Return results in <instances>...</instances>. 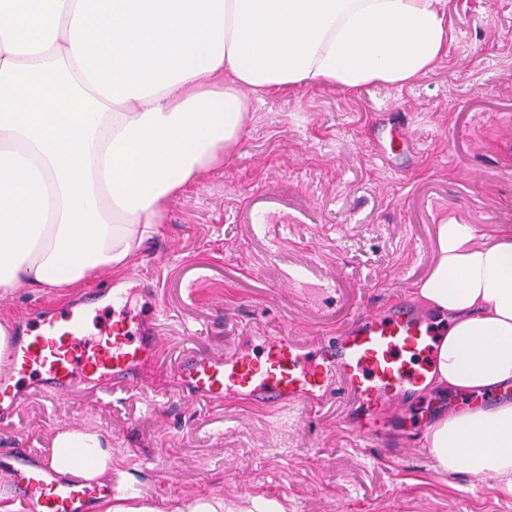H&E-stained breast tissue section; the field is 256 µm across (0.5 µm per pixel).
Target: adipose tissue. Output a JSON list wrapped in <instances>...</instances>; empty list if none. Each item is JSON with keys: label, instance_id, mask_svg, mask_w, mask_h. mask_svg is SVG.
Segmentation results:
<instances>
[{"label": "adipose tissue", "instance_id": "1", "mask_svg": "<svg viewBox=\"0 0 512 512\" xmlns=\"http://www.w3.org/2000/svg\"><path fill=\"white\" fill-rule=\"evenodd\" d=\"M450 38L448 0H0V292L124 266L238 144L248 97L400 87ZM438 243L414 290L451 318L430 381L502 399L441 413L425 445L512 497V231L451 220ZM48 465L116 486L97 512H160L114 482L98 432L58 430Z\"/></svg>", "mask_w": 512, "mask_h": 512}]
</instances>
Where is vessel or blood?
Here are the masks:
<instances>
[{
	"mask_svg": "<svg viewBox=\"0 0 512 512\" xmlns=\"http://www.w3.org/2000/svg\"><path fill=\"white\" fill-rule=\"evenodd\" d=\"M129 284L97 291L85 300H126L118 318L105 320L89 334L85 317L58 310L39 328L15 340L9 364L0 370V420L22 403L27 385L45 394L95 395L107 385L137 380L157 358V324L164 306L150 279L129 275ZM439 331L408 307L357 315L340 343L311 346L277 333L261 337L259 347H239L221 358H200L194 351L179 361L177 392L185 399L223 401L235 393L266 406L317 404L352 398L375 410L403 399L422 385L437 353ZM0 477L33 512H83L100 496V487L76 483L18 448L0 460Z\"/></svg>",
	"mask_w": 512,
	"mask_h": 512,
	"instance_id": "vessel-or-blood-1",
	"label": "vessel or blood"
}]
</instances>
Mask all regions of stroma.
I'll use <instances>...</instances> for the list:
<instances>
[{"instance_id": "obj_1", "label": "stroma", "mask_w": 512, "mask_h": 512, "mask_svg": "<svg viewBox=\"0 0 512 512\" xmlns=\"http://www.w3.org/2000/svg\"><path fill=\"white\" fill-rule=\"evenodd\" d=\"M448 24L447 53L412 84H314L250 102L233 153L171 201L125 268L164 302L155 364L94 399L31 391L0 421V453L43 461L57 430H97L113 471L163 512L200 495L232 512L257 497L284 512H512L496 478L440 472L425 446L458 394L424 389L386 406L375 448L353 437L355 403L270 409L175 395L189 348L219 357L278 332L333 340L358 312L397 303L444 323L413 298L437 259L439 224L512 228V0H448ZM397 134L407 144L390 169L374 152ZM115 277L64 296L15 289L0 295V321L20 332Z\"/></svg>"}]
</instances>
